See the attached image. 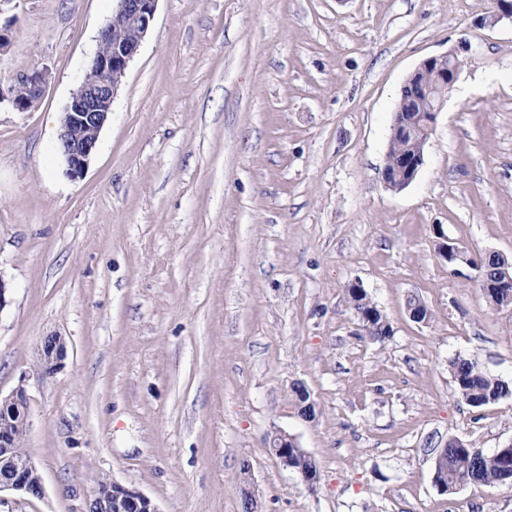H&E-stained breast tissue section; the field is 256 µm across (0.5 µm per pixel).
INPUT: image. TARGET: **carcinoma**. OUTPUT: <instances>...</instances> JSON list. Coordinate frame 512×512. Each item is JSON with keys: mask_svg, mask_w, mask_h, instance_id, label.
<instances>
[{"mask_svg": "<svg viewBox=\"0 0 512 512\" xmlns=\"http://www.w3.org/2000/svg\"><path fill=\"white\" fill-rule=\"evenodd\" d=\"M410 149L408 140L400 136L390 138L389 165H394L399 156ZM506 270L512 272V262L498 254H491L481 261L479 278L494 280ZM348 299L355 314H364L360 323L368 337L383 340L390 336L391 329L386 317L365 290L348 289ZM449 368L459 397L473 407L487 406L512 396V383L486 373L469 359L455 358L449 362ZM289 459L300 473L306 476L318 474L315 457L305 449H289ZM434 475L436 482L446 491L461 486L512 485V443L487 454L461 440H450L435 456Z\"/></svg>", "mask_w": 512, "mask_h": 512, "instance_id": "1", "label": "carcinoma"}]
</instances>
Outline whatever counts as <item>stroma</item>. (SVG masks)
Listing matches in <instances>:
<instances>
[{
    "mask_svg": "<svg viewBox=\"0 0 512 512\" xmlns=\"http://www.w3.org/2000/svg\"><path fill=\"white\" fill-rule=\"evenodd\" d=\"M114 7L0 0V81L48 71L34 107L0 109V393L29 395L45 490L0 512H84L105 478L160 512H244L245 463L257 512H512L509 486L439 490L431 450L512 443V397L468 406L448 367L512 382V306L434 235L512 260V22L492 0H158L73 179L62 112ZM462 41L424 164L391 190L400 90ZM354 284L390 337L364 338ZM54 334L67 356L44 377ZM278 429L316 488L270 454ZM436 235L441 241L439 242L438 252L448 261L451 267L456 266H473V259L469 256L468 252L458 246L455 242L451 241L440 227L436 228ZM287 469L293 470L292 465L302 474L314 477L318 474V466L314 456L299 447L295 436L283 430L275 431L269 438V450ZM289 448V458H288ZM291 462H290V460Z\"/></svg>",
    "mask_w": 512,
    "mask_h": 512,
    "instance_id": "obj_1",
    "label": "stroma"
}]
</instances>
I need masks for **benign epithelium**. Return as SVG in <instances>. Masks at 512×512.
Instances as JSON below:
<instances>
[{
	"label": "benign epithelium",
	"instance_id": "7a95c632",
	"mask_svg": "<svg viewBox=\"0 0 512 512\" xmlns=\"http://www.w3.org/2000/svg\"><path fill=\"white\" fill-rule=\"evenodd\" d=\"M117 7L101 30L95 52L90 57L85 75L66 105L58 135L57 147L62 155L67 173L73 179L82 177L89 160L97 149L102 129L112 113V103L126 76L129 64L137 55L154 20L158 0H116ZM512 21V0H493L491 21ZM467 43L443 55L431 56L422 61L407 78L404 86L414 91L412 100L425 90L422 75L431 70L441 86L449 89L454 84ZM22 83L25 93L17 94L16 84ZM47 74L31 68L14 78L6 88L0 86V105L8 104L24 112L32 108L44 95ZM410 100V101H412ZM410 101L401 99L395 112L392 131L395 135H411L415 127L406 117ZM438 111L430 112L426 120L427 131L416 140L413 152L404 155L395 164L401 174L403 186H408L417 176L424 162V147L429 132L437 120ZM440 239L438 252L451 267L471 266L473 259L468 252L451 241L441 228H436ZM66 343L58 335L48 337L40 355V372L43 376L54 374L65 355ZM29 397L20 386L9 395L0 396V493L16 491L40 498L44 494L42 478L32 459L19 452L28 433ZM269 447L275 457L287 468H292L288 449L299 447L295 436L283 430L275 431L269 438ZM87 512H160L157 505L143 493L123 486L113 480L98 485L93 499L87 503Z\"/></svg>",
	"mask_w": 512,
	"mask_h": 512
}]
</instances>
